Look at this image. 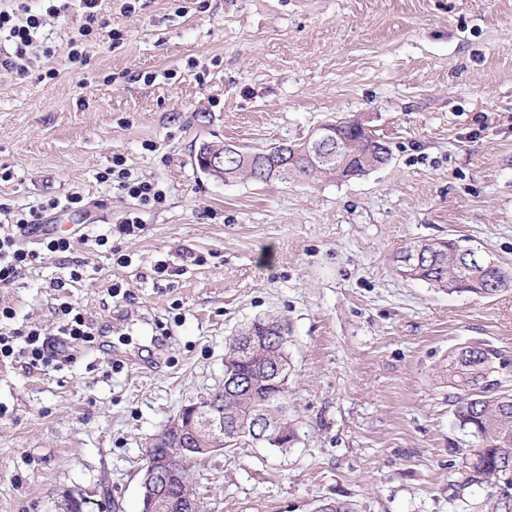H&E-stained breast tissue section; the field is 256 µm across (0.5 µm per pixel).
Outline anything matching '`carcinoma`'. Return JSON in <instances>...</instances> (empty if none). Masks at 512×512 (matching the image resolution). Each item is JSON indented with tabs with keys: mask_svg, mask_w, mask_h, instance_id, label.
I'll return each instance as SVG.
<instances>
[{
	"mask_svg": "<svg viewBox=\"0 0 512 512\" xmlns=\"http://www.w3.org/2000/svg\"><path fill=\"white\" fill-rule=\"evenodd\" d=\"M336 135L341 142L362 139L376 147L382 143L374 132L365 129L356 132L341 122L336 124ZM419 247L421 260L405 266V276L434 286L447 287L455 283L457 293L482 297L496 294L493 285L497 269L492 267V261L480 259L468 270L462 267L471 261L475 249L460 257L440 250L431 241L421 242ZM506 365L507 360L500 351L490 346H464L451 357L444 374L448 387L453 389L449 399L456 422L481 442L466 457L470 486L491 485L512 477V390H504L501 378ZM214 398L215 403L224 405V412L229 415L247 406L244 399H231L220 392L215 393ZM261 399L288 406L286 388L277 385L267 386L261 392Z\"/></svg>",
	"mask_w": 512,
	"mask_h": 512,
	"instance_id": "obj_1",
	"label": "carcinoma"
}]
</instances>
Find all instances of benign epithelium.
<instances>
[{"label":"benign epithelium","instance_id":"1","mask_svg":"<svg viewBox=\"0 0 512 512\" xmlns=\"http://www.w3.org/2000/svg\"><path fill=\"white\" fill-rule=\"evenodd\" d=\"M341 153L340 145L336 143L335 124L323 123L314 127L304 140L273 146L264 156L274 164L277 176L286 179L300 162L308 176L324 177L339 169ZM227 160L239 163V167L231 172L233 177L250 170V154L234 144L212 147L208 150V159L202 164L208 171L222 174ZM268 358L265 337L252 328L241 331L234 337L225 356L224 391L250 398L262 379L281 378L284 364L278 360L271 364ZM241 361L251 363L252 376L240 375L237 365ZM246 415L253 419L256 427L252 435L261 442L279 445L287 436L284 407L264 402L246 409ZM243 434L247 431L225 432L224 408L216 410L208 400L185 406L154 439V451L149 453L140 478V512H200V501L195 493L182 489L185 485L182 474L188 470V462L237 445Z\"/></svg>","mask_w":512,"mask_h":512}]
</instances>
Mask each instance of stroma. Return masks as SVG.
I'll use <instances>...</instances> for the list:
<instances>
[{"instance_id":"obj_1","label":"stroma","mask_w":512,"mask_h":512,"mask_svg":"<svg viewBox=\"0 0 512 512\" xmlns=\"http://www.w3.org/2000/svg\"><path fill=\"white\" fill-rule=\"evenodd\" d=\"M100 0L101 27L70 64L80 11L47 17L27 74L0 70V199L82 193L58 232L118 224L134 202L98 180L123 155L166 193L125 255L75 245L98 273L52 282L41 250L0 305L54 338L68 301L112 327L58 369L0 360V512H139L152 439L224 384L230 339L257 320L288 330V449L240 444L190 466L204 512H512V490L470 486L475 438L442 372L458 347L512 360V288L490 297L405 277L410 243L456 239L512 269V0ZM122 34L113 43L110 32ZM55 79H45L48 70ZM358 119L391 149L347 181L210 179L193 152L299 141ZM153 150H144V143ZM205 257L196 266L183 250ZM166 264L169 275L154 268ZM118 283L127 298L109 297ZM170 336L154 348L151 333Z\"/></svg>"}]
</instances>
